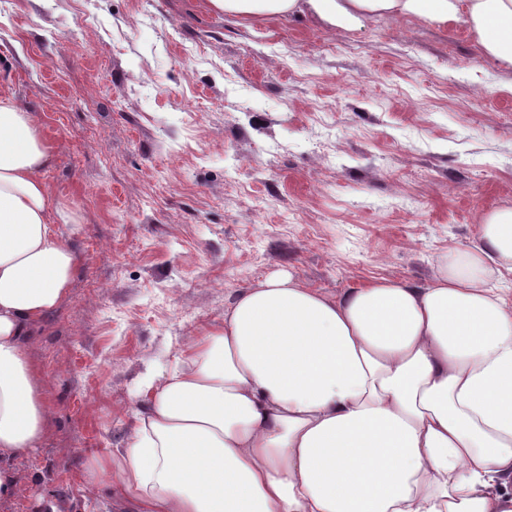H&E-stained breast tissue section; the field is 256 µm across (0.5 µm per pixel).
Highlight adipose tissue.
Instances as JSON below:
<instances>
[{
	"label": "adipose tissue",
	"mask_w": 512,
	"mask_h": 512,
	"mask_svg": "<svg viewBox=\"0 0 512 512\" xmlns=\"http://www.w3.org/2000/svg\"><path fill=\"white\" fill-rule=\"evenodd\" d=\"M239 20L381 17L463 25L512 65V0H206ZM36 113L0 93V503L49 431L32 325L67 297L73 223L43 174ZM512 208L441 256L431 282L329 296L293 274L241 292L152 377L127 445L93 455L130 512H512Z\"/></svg>",
	"instance_id": "1"
}]
</instances>
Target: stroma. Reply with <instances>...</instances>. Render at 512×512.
Here are the masks:
<instances>
[{
	"label": "stroma",
	"mask_w": 512,
	"mask_h": 512,
	"mask_svg": "<svg viewBox=\"0 0 512 512\" xmlns=\"http://www.w3.org/2000/svg\"><path fill=\"white\" fill-rule=\"evenodd\" d=\"M38 113L77 221L67 298L31 329L50 433L0 512H107L88 449L148 377L280 272L333 296L430 282L512 208V67L466 30L239 21L205 0H0V92Z\"/></svg>",
	"instance_id": "stroma-1"
}]
</instances>
